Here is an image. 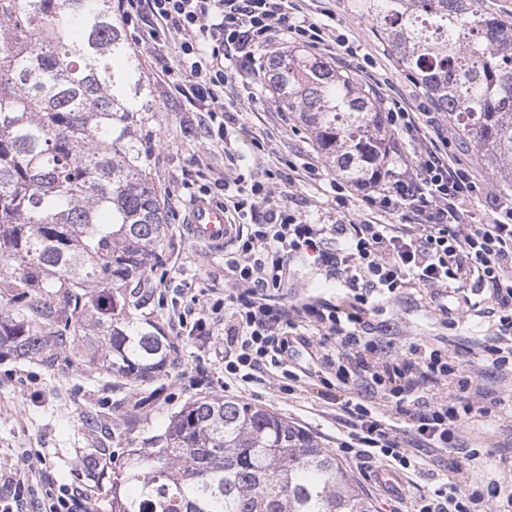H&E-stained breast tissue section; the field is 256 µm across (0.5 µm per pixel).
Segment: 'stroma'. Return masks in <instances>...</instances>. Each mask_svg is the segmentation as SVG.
Segmentation results:
<instances>
[{
  "label": "stroma",
  "instance_id": "stroma-1",
  "mask_svg": "<svg viewBox=\"0 0 512 512\" xmlns=\"http://www.w3.org/2000/svg\"><path fill=\"white\" fill-rule=\"evenodd\" d=\"M296 5L302 15L344 33L350 44L361 46L371 56L373 66L366 73L349 57H333L332 63L353 73L379 101L399 96L414 109L429 105L426 93L378 39L373 22L357 12L354 0H296ZM124 32L155 107L145 122L144 145L150 177L169 223L167 236L158 248L166 273H145L133 319L160 328L172 337L177 351L156 388L118 382L67 351L58 352L50 365L38 359L0 360V473L16 471L22 466L25 451L39 450L52 477L89 490L99 512H108L106 491L87 476L86 454L100 450L99 461L105 465L120 459L128 449L148 447L150 437L158 434L174 413L198 399H237L273 411L307 430L324 448H335L340 430L333 406L315 386L304 385L291 395L281 393L273 381L244 390L225 388L222 328H215L207 345L199 337L178 335V317L191 298H199L201 305L208 306L224 296L228 273L223 248L194 242L186 230L194 210L186 186L223 173L224 153L207 143L196 113L188 111L184 100L174 97L155 61L159 53L175 56L174 42H167L157 52L140 44L138 30L128 26ZM435 118L439 132L451 144L452 160L470 169L483 194L512 195V186L487 170L448 114L439 112ZM239 123L241 130L234 145L238 172L257 176L278 160L313 164L320 171L317 178L279 184L276 195L309 221L329 222L336 213L332 185L340 175L315 150L296 113L279 107L265 91L258 101L244 107ZM257 135L266 138L264 151L252 145ZM345 292L342 282L314 267L312 258L291 262L286 269V299L334 301ZM491 306L486 293L478 294L468 287L438 300L430 298L428 290L411 288L386 303L372 322L381 335L394 337L396 350H405L417 341L431 349L448 350L460 371L478 373L482 384L505 397L512 394V378L480 368L482 345L496 342L498 337ZM461 436L469 446L488 447V454L459 473L445 461L424 466L401 479L396 494L374 478L377 463L349 461L345 468L358 490L372 501L375 512H412L420 495L446 482L512 475V407H496L488 416L471 418Z\"/></svg>",
  "mask_w": 512,
  "mask_h": 512
}]
</instances>
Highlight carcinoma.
<instances>
[{"instance_id":"carcinoma-1","label":"carcinoma","mask_w":512,"mask_h":512,"mask_svg":"<svg viewBox=\"0 0 512 512\" xmlns=\"http://www.w3.org/2000/svg\"><path fill=\"white\" fill-rule=\"evenodd\" d=\"M378 39L512 184V20L484 0H356ZM274 102L298 114L346 181L373 182L395 150L375 97L299 50L266 61ZM147 85L112 0H0V355L90 361L154 384L173 342L121 318L123 289L155 269L167 222L146 174ZM105 481L110 512H373L304 429L247 403L196 401Z\"/></svg>"}]
</instances>
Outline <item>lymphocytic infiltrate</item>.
Here are the masks:
<instances>
[{
    "label": "lymphocytic infiltrate",
    "mask_w": 512,
    "mask_h": 512,
    "mask_svg": "<svg viewBox=\"0 0 512 512\" xmlns=\"http://www.w3.org/2000/svg\"><path fill=\"white\" fill-rule=\"evenodd\" d=\"M116 9L124 24L144 25L150 41L177 39L176 58L160 54L156 61L175 92L204 113L212 143L231 163L237 115L242 104L256 101L262 83L257 51L291 41L332 56L357 54L344 35L329 36L327 25L296 19L293 0H117ZM238 60L249 66L247 91L229 100L228 65ZM386 105L389 124L406 133L419 157L409 171L387 170L361 204L385 215L415 214L417 223H310L276 200L273 183L287 178L279 169L263 180L225 171L201 186L197 198H222L234 223H251L249 231H236L224 253L230 286L212 306L224 315L225 379L262 383L271 363L282 369L280 392L293 394L302 377L290 364L291 350L314 349L324 367L317 380L331 391L344 429L338 455L406 471L418 467L420 453L461 449L469 415L488 414L502 400L461 374L447 351L414 343L388 355L370 320L380 310L375 298L470 283L494 302L499 333L512 332V198L488 199L475 210L479 187L450 160L447 139L430 137L424 113L409 111L402 99ZM310 253L342 279L346 304L274 301L288 260ZM0 485V512H20L28 493L37 512H87L85 492L31 466L4 475ZM414 512H512V489L495 479L443 485L420 497Z\"/></svg>",
    "instance_id": "f902f5d3"
}]
</instances>
